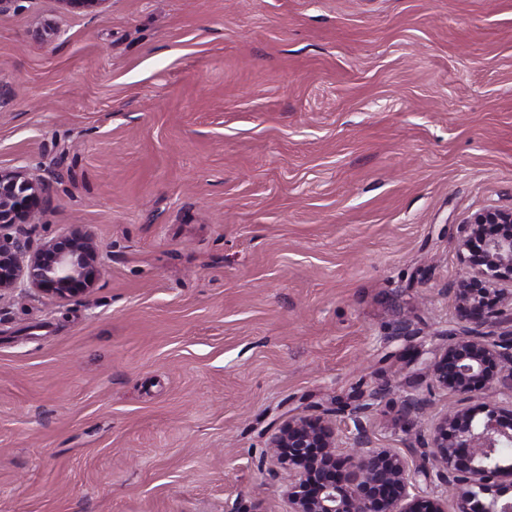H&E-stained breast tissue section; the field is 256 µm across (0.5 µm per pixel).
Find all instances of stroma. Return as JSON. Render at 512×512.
Returning a JSON list of instances; mask_svg holds the SVG:
<instances>
[{"label":"stroma","instance_id":"1","mask_svg":"<svg viewBox=\"0 0 512 512\" xmlns=\"http://www.w3.org/2000/svg\"><path fill=\"white\" fill-rule=\"evenodd\" d=\"M26 164L50 202L10 235L91 234L101 278L0 296V512H288L277 418L347 441L385 388L371 445L415 466L480 406L406 353L463 327L461 224L512 209V0H10Z\"/></svg>","mask_w":512,"mask_h":512}]
</instances>
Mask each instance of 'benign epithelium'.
Here are the masks:
<instances>
[{
    "label": "benign epithelium",
    "mask_w": 512,
    "mask_h": 512,
    "mask_svg": "<svg viewBox=\"0 0 512 512\" xmlns=\"http://www.w3.org/2000/svg\"><path fill=\"white\" fill-rule=\"evenodd\" d=\"M67 10L100 14L107 0H59ZM49 186L31 167L0 168V230L31 224L43 212ZM463 261L471 270L456 288L461 333L425 362L436 386L470 398L494 400L472 409H450L430 434L432 463L410 466L388 448H371L364 416L379 398L351 411L355 427L348 455L329 416L294 414L268 443L270 461L287 473L289 512H512V497L495 493L503 465L499 449L512 446V333L490 341L482 327L512 312V211L490 206L461 228ZM98 244L74 233L33 249L0 234V296L29 288L51 300L85 297L101 277ZM431 491H425L420 483ZM491 498L483 502L480 496Z\"/></svg>",
    "instance_id": "7a95c632"
}]
</instances>
